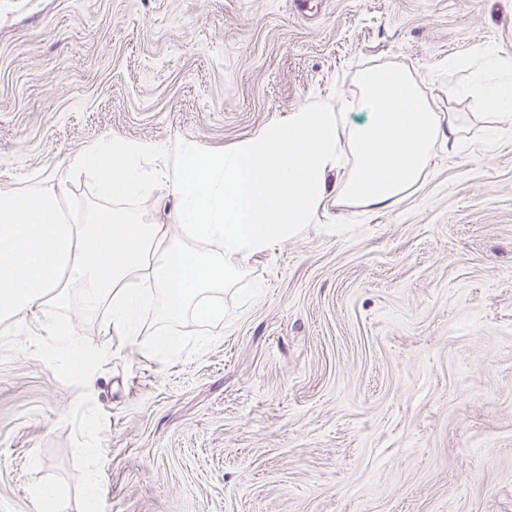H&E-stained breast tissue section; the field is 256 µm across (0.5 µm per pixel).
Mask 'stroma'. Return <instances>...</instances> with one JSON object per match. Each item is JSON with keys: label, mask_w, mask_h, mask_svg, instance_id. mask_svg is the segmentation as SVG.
<instances>
[{"label": "stroma", "mask_w": 512, "mask_h": 512, "mask_svg": "<svg viewBox=\"0 0 512 512\" xmlns=\"http://www.w3.org/2000/svg\"><path fill=\"white\" fill-rule=\"evenodd\" d=\"M483 51L512 66V0H0L3 190L106 138L229 147L317 91L358 120L377 66L467 141L394 209L331 208L252 261L179 355L153 310L126 339L74 287L39 320L97 354L91 382L0 322V512H36V481L79 512L87 468L101 512H512V129L448 95ZM183 347V339L169 326H161L154 334L151 348L157 352L174 353Z\"/></svg>", "instance_id": "obj_1"}]
</instances>
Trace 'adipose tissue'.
I'll list each match as a JSON object with an SVG mask.
<instances>
[{"mask_svg":"<svg viewBox=\"0 0 512 512\" xmlns=\"http://www.w3.org/2000/svg\"><path fill=\"white\" fill-rule=\"evenodd\" d=\"M467 93L512 126V79L476 76ZM366 114L314 95L258 134L218 150L105 139L69 161L91 173L97 192L119 202L163 185L174 206L143 223L116 209L73 219L63 187L0 192V322L27 326L72 284L86 309L105 308L108 327L131 333L159 302L153 350L174 353L183 339L171 320H224L218 296L249 261L319 223L331 206L393 209L427 174L436 146L462 153L455 117L429 107L403 70L377 67L361 78ZM343 182H336L339 172Z\"/></svg>","mask_w":512,"mask_h":512,"instance_id":"1","label":"adipose tissue"}]
</instances>
